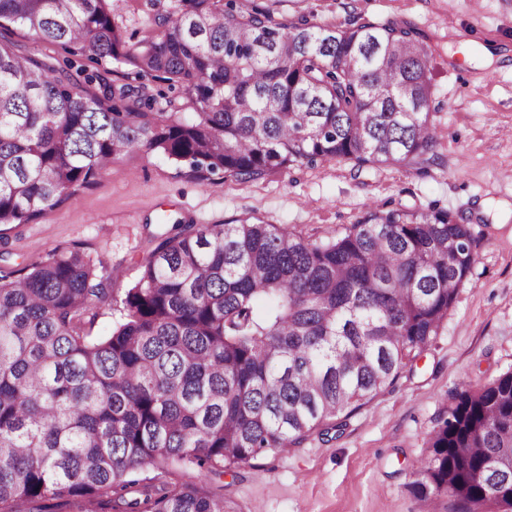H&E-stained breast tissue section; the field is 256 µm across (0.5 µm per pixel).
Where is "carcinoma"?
<instances>
[{
  "mask_svg": "<svg viewBox=\"0 0 512 512\" xmlns=\"http://www.w3.org/2000/svg\"><path fill=\"white\" fill-rule=\"evenodd\" d=\"M189 2L131 46L106 0H0V20L175 82L196 105L149 112L129 84L91 94L0 43V225L35 220L133 152L207 187L437 158L414 26ZM173 229L106 336L91 335L112 299L102 261L56 247L0 266V512H239L207 481L339 432L438 334L477 261L468 225L434 208L370 210L327 241L246 220ZM429 448L410 482L429 509L512 512V372L453 393Z\"/></svg>",
  "mask_w": 512,
  "mask_h": 512,
  "instance_id": "1",
  "label": "carcinoma"
}]
</instances>
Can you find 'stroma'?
I'll use <instances>...</instances> for the list:
<instances>
[{
	"label": "stroma",
	"mask_w": 512,
	"mask_h": 512,
	"mask_svg": "<svg viewBox=\"0 0 512 512\" xmlns=\"http://www.w3.org/2000/svg\"><path fill=\"white\" fill-rule=\"evenodd\" d=\"M252 2L277 22L314 18L340 26L356 17L415 25L430 51L436 163L408 171L336 159L207 190L187 166L136 152L32 223L0 226V255L25 265L51 248L76 245L120 269L113 302L99 309L92 328L104 336L162 225L260 220L329 240L373 209L434 207L462 216L478 260L423 353L354 409L336 438L311 434L300 447L221 478L241 512H426L408 484L451 394L512 372V0ZM183 7V0H107L131 45L154 38L158 22ZM0 42L68 72L91 93L106 83H139L123 63L42 41L14 23L0 25Z\"/></svg>",
	"instance_id": "1"
}]
</instances>
